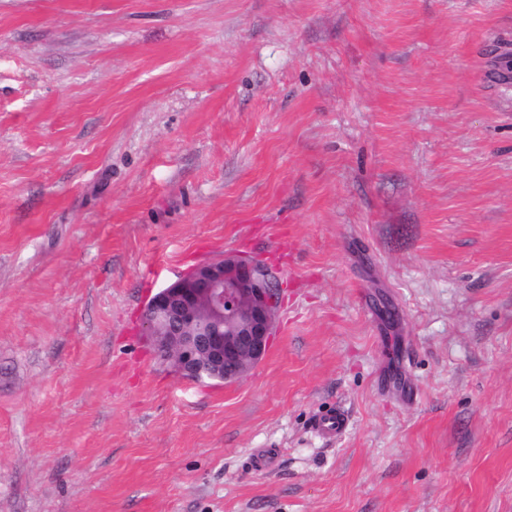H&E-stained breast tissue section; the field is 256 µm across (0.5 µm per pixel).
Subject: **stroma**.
I'll return each mask as SVG.
<instances>
[{
  "instance_id": "stroma-1",
  "label": "stroma",
  "mask_w": 512,
  "mask_h": 512,
  "mask_svg": "<svg viewBox=\"0 0 512 512\" xmlns=\"http://www.w3.org/2000/svg\"><path fill=\"white\" fill-rule=\"evenodd\" d=\"M510 53L512 0H0V512H512ZM227 252L276 332L196 383L141 311ZM348 416L343 410H330L319 415L313 422L314 429L323 437H339L348 428Z\"/></svg>"
}]
</instances>
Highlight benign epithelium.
<instances>
[{"mask_svg": "<svg viewBox=\"0 0 512 512\" xmlns=\"http://www.w3.org/2000/svg\"><path fill=\"white\" fill-rule=\"evenodd\" d=\"M280 285L266 263L229 252L156 293L142 326L156 354L186 379L235 382L267 355Z\"/></svg>", "mask_w": 512, "mask_h": 512, "instance_id": "1", "label": "benign epithelium"}]
</instances>
